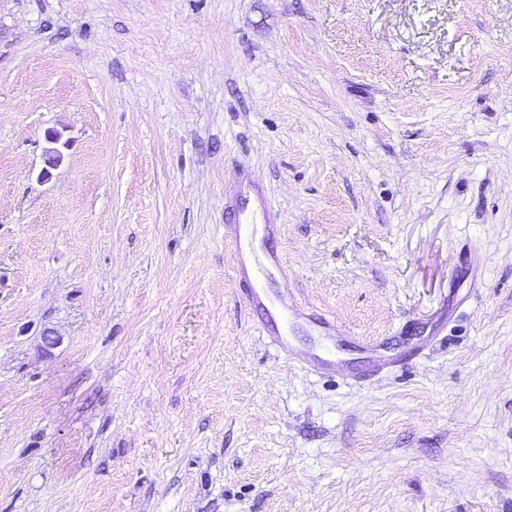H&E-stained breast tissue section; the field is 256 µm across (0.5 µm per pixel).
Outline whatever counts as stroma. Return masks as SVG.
<instances>
[{
  "instance_id": "1",
  "label": "stroma",
  "mask_w": 512,
  "mask_h": 512,
  "mask_svg": "<svg viewBox=\"0 0 512 512\" xmlns=\"http://www.w3.org/2000/svg\"><path fill=\"white\" fill-rule=\"evenodd\" d=\"M238 169L273 287L425 349L278 358ZM0 512H512V0H0ZM239 184L238 195L226 206L224 237L234 245V272L236 282H242L250 306L263 315L262 334L288 364H299L320 374L336 373V330L340 328L332 317H313L306 313L301 304L292 296L285 295L277 288H262L259 282L275 275L286 276L282 257L273 250L256 254L258 225L263 237L271 239L279 228V214L269 204L265 190L248 175H236ZM278 320L286 321L282 329ZM304 327L314 336V349L308 355L297 351L290 341V334Z\"/></svg>"
}]
</instances>
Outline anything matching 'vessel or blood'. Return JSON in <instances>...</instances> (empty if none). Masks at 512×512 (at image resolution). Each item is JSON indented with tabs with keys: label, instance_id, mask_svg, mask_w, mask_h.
I'll list each match as a JSON object with an SVG mask.
<instances>
[{
	"label": "vessel or blood",
	"instance_id": "vessel-or-blood-1",
	"mask_svg": "<svg viewBox=\"0 0 512 512\" xmlns=\"http://www.w3.org/2000/svg\"><path fill=\"white\" fill-rule=\"evenodd\" d=\"M237 181L239 193L226 207L224 234L234 245L235 279L244 283L250 306L263 315V336L288 364H299L321 374L336 372L337 325L332 317L311 316L296 299L265 287V280L285 275L286 268L279 253L257 252L256 239L273 236L279 215L258 183L243 173L238 174ZM299 327L305 328L314 340L310 353H300L290 341L291 332Z\"/></svg>",
	"mask_w": 512,
	"mask_h": 512
}]
</instances>
